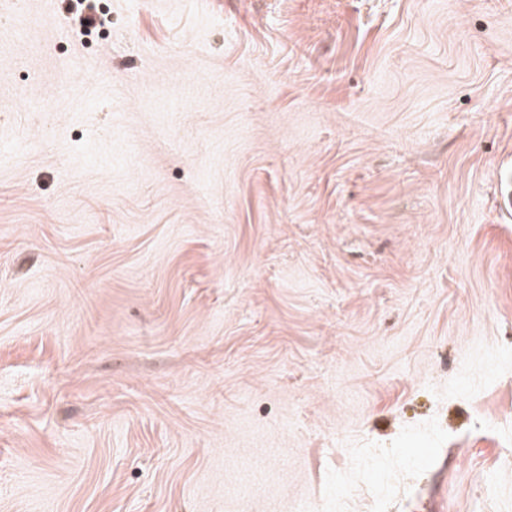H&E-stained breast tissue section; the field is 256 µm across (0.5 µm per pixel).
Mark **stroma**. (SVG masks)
Segmentation results:
<instances>
[{
	"label": "stroma",
	"instance_id": "stroma-1",
	"mask_svg": "<svg viewBox=\"0 0 512 512\" xmlns=\"http://www.w3.org/2000/svg\"><path fill=\"white\" fill-rule=\"evenodd\" d=\"M0 0V512H512V0Z\"/></svg>",
	"mask_w": 512,
	"mask_h": 512
}]
</instances>
